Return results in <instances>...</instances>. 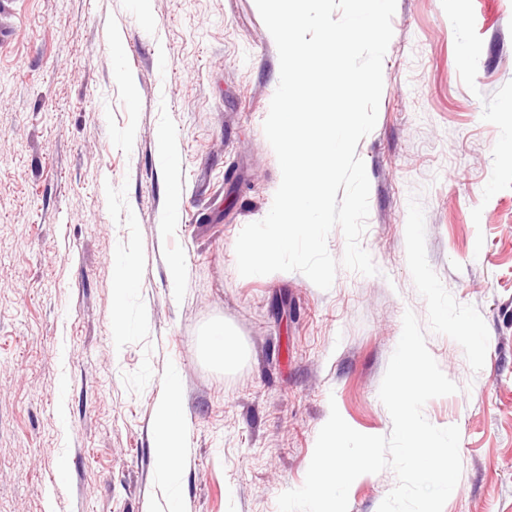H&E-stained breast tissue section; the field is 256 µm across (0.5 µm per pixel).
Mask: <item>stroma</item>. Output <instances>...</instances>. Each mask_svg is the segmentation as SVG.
I'll list each match as a JSON object with an SVG mask.
<instances>
[{"label":"stroma","mask_w":512,"mask_h":512,"mask_svg":"<svg viewBox=\"0 0 512 512\" xmlns=\"http://www.w3.org/2000/svg\"><path fill=\"white\" fill-rule=\"evenodd\" d=\"M0 512H278L338 408L386 435L378 392L413 312L456 393L460 480L443 512H512V0H397L361 244L378 268L240 276L280 167L263 123L276 49L255 0H0ZM178 146L162 163L158 134ZM182 203L170 215L172 187ZM184 277L172 288L168 261ZM138 265L115 294L117 264ZM425 276H418V269ZM123 314L129 335L113 337ZM477 324L479 343L456 335ZM234 356L215 362L211 329ZM182 382L185 451L160 470L153 416ZM391 470L358 477L378 512Z\"/></svg>","instance_id":"35a3bbf8"}]
</instances>
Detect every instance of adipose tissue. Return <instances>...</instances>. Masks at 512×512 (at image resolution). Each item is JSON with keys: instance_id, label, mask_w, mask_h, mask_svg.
Here are the masks:
<instances>
[{"instance_id": "adipose-tissue-1", "label": "adipose tissue", "mask_w": 512, "mask_h": 512, "mask_svg": "<svg viewBox=\"0 0 512 512\" xmlns=\"http://www.w3.org/2000/svg\"><path fill=\"white\" fill-rule=\"evenodd\" d=\"M181 383L177 373L164 382V395L154 410V448L164 471H172L173 460L184 447L185 424L179 405Z\"/></svg>"}]
</instances>
